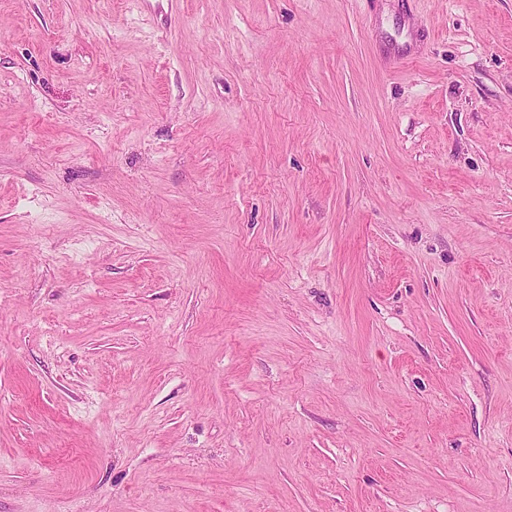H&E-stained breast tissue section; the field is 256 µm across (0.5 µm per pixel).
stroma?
Instances as JSON below:
<instances>
[{
    "instance_id": "35a3bbf8",
    "label": "stroma",
    "mask_w": 512,
    "mask_h": 512,
    "mask_svg": "<svg viewBox=\"0 0 512 512\" xmlns=\"http://www.w3.org/2000/svg\"><path fill=\"white\" fill-rule=\"evenodd\" d=\"M512 512V0H0V512Z\"/></svg>"
}]
</instances>
